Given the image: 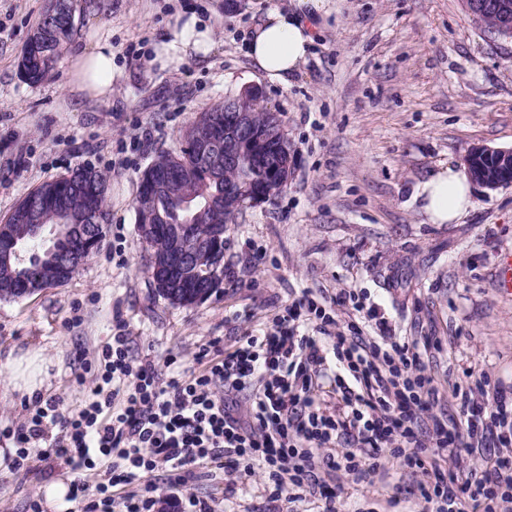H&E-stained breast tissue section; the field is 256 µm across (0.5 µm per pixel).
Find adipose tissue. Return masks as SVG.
I'll use <instances>...</instances> for the list:
<instances>
[{
    "label": "adipose tissue",
    "instance_id": "obj_1",
    "mask_svg": "<svg viewBox=\"0 0 512 512\" xmlns=\"http://www.w3.org/2000/svg\"><path fill=\"white\" fill-rule=\"evenodd\" d=\"M312 14H299L280 7L268 8L253 28L248 55L269 78L285 80L307 60L316 30L313 13L322 12L323 0H304ZM214 48L213 26L198 15L177 16L164 36L150 47L149 65L162 69L186 57L207 59ZM70 91L87 100L109 101L116 69L111 35L92 40L90 47L71 60ZM414 197L430 223H456L473 205V184L465 171L447 167L417 184Z\"/></svg>",
    "mask_w": 512,
    "mask_h": 512
}]
</instances>
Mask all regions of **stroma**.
Masks as SVG:
<instances>
[{"label": "stroma", "mask_w": 512, "mask_h": 512, "mask_svg": "<svg viewBox=\"0 0 512 512\" xmlns=\"http://www.w3.org/2000/svg\"><path fill=\"white\" fill-rule=\"evenodd\" d=\"M47 0H0V219L33 188L81 166L108 179L104 239L68 282L0 302V428L21 425L34 398L76 410L77 382L111 343L116 321L131 336L133 362L199 371L261 335L303 291L335 305L337 295L367 296L393 335L433 337L428 354L439 391L436 416L455 413L454 386L477 375L512 388V292L498 262L512 251V186L475 188L474 205L455 224L429 223L413 200L415 185L457 167L475 143L512 147V41L491 37L460 0H325L306 63L287 80L257 70L249 32L273 5L293 0H105L100 11L75 0V32L53 71L31 84L20 49ZM215 17L208 62L148 66L146 52L177 13ZM112 33L119 73L105 103L75 100L70 58L98 30ZM259 90L280 113L294 153L288 187L273 202L243 208L225 238L234 279L201 304H168L146 272L134 199L157 152L180 146L185 127L205 108ZM34 377L27 393L18 373ZM12 440L0 437V512H81V501L50 502L47 489L71 483L70 468L32 461L12 468ZM387 477L340 480L345 507L419 512L421 474L387 460ZM162 501L181 512L187 494L213 512H310V502L270 499L260 477L232 472L172 484L152 472Z\"/></svg>", "instance_id": "obj_1"}]
</instances>
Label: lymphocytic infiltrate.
Instances as JSON below:
<instances>
[{
    "mask_svg": "<svg viewBox=\"0 0 512 512\" xmlns=\"http://www.w3.org/2000/svg\"><path fill=\"white\" fill-rule=\"evenodd\" d=\"M346 301L358 320L340 321L309 294L285 306L270 330L243 337L237 348L203 371L161 372L153 362L133 365L124 323H116L102 351L104 370L78 412L55 400H35L23 424L9 429L17 444L16 471L31 459L58 460L72 471L102 468L95 489L74 482L68 498L85 499L83 512H154L159 487L147 475L165 468L183 481L188 467L224 468L248 476L262 470L276 491L342 512L323 475L344 472L356 481L386 475L383 456L427 477L419 486L422 512H505L512 503V462L482 475L443 474L438 458L471 448L512 446V398L500 390L482 402L455 388V415L423 423L438 391L417 341L390 335L375 307L354 294ZM378 335H365L362 320ZM330 379L335 410L314 397ZM248 392L245 415L226 394ZM132 492L114 499L113 488Z\"/></svg>",
    "mask_w": 512,
    "mask_h": 512,
    "instance_id": "obj_1",
    "label": "lymphocytic infiltrate"
}]
</instances>
